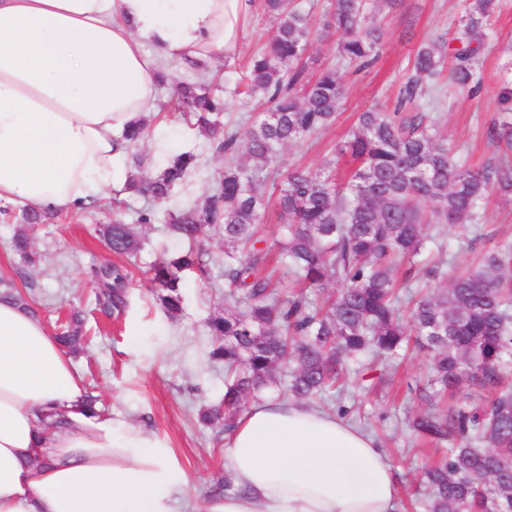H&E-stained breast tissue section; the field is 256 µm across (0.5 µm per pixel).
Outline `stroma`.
<instances>
[{"mask_svg": "<svg viewBox=\"0 0 512 512\" xmlns=\"http://www.w3.org/2000/svg\"><path fill=\"white\" fill-rule=\"evenodd\" d=\"M301 4L315 32L304 58L306 74L313 79L324 69L339 66V36L328 26L330 0H301ZM461 10L462 0H400L395 8L373 13L371 23L384 31L378 60L365 69H346L345 94L334 121L289 144L281 155V169L318 167L346 138L361 112L389 111L420 46L438 41L446 52L454 51ZM275 28L269 14L256 8L233 59L217 55L195 67L181 63L161 76L149 129L162 131L174 153L190 151L199 159L185 182L173 189L170 206L184 208L212 192L224 168L211 140L201 136L177 108L179 82L195 79L223 96L225 122L237 124L240 136H247L249 116L266 111L267 106L241 94L239 87L251 54L272 39ZM484 30L488 39L479 55L478 88L458 89L444 74L436 79L441 98L435 110L438 136L459 162L474 166L496 155L486 129L501 118L499 90L512 80V53L507 50L512 44V0H502L500 11L485 20ZM147 205L145 197L116 186L85 209L61 211L51 223L30 228L35 260L29 264L11 246L25 210L0 203V280L14 281L28 291L47 327H54L57 317L81 312L90 341L73 359L86 385L99 396L104 410L124 411L147 431L165 438L204 498L225 473L223 435L198 420L200 407L218 403L224 393V371L209 358L213 338L207 321L236 304L224 297L222 266L212 264L204 276L184 273L180 315L172 317L164 311L150 267L162 256L187 250L188 244L172 237L164 220L138 224L137 213ZM116 216L137 224L143 238L137 255L118 259L107 249L99 227ZM437 242L431 254L452 273L471 267L479 253L512 245V197L490 190L477 228L444 225ZM115 262L131 276L125 312L118 317L96 304L87 277L91 265ZM429 368L428 353L408 352L399 366L353 374L343 399L354 424L376 438L396 467L403 490L401 512H419L421 472L435 457L433 444L404 423L406 417L427 408L418 388Z\"/></svg>", "mask_w": 512, "mask_h": 512, "instance_id": "1", "label": "stroma"}]
</instances>
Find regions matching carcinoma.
<instances>
[{"mask_svg":"<svg viewBox=\"0 0 512 512\" xmlns=\"http://www.w3.org/2000/svg\"><path fill=\"white\" fill-rule=\"evenodd\" d=\"M294 0H264L276 19V33L253 55L244 93L270 103L252 118L245 141L224 128V103L198 83L181 88L182 108L224 154V172L215 191L186 209L165 212L168 230L188 242L212 232L224 240V292L238 296L241 311L209 319L215 337L209 356L224 365V396L217 407L200 410L206 425L230 430L246 404L264 393H285L311 402L335 396L350 364L369 358L387 361L411 347L431 355L429 397L445 398L463 387L486 394L483 404L424 413L410 421L417 434L458 441L424 472L423 512H512V248L483 254L478 267L442 285L443 274H428L439 284L415 302L410 321L397 306L395 270L415 264L435 224L469 227L477 223L490 189L512 193L508 155L478 169L456 164L434 128L431 110L438 104L427 79L442 71L443 46L420 47L411 74L391 112L360 114L349 138L336 147V159L351 164L338 175L327 162L314 170L295 169L279 179L280 151L325 126L335 114L345 86L335 69L302 83V60L311 27ZM400 0H335L336 50L358 66L368 65L383 37L367 16ZM499 0H465L460 23L466 41L455 49L454 83L479 86L476 64L486 17ZM147 134L143 123L127 129L130 168L125 186L160 206L172 188L197 167V156L171 157L154 177L135 152ZM488 140L512 150V122L494 121ZM276 184L277 205L286 223L279 242L281 260L304 288H340L320 301L302 290L279 295L262 274L268 250L262 247L261 214L266 188ZM112 253L129 256L141 249L133 225L120 218L103 228ZM15 250L30 263L29 237L20 229ZM208 253L188 249L154 263L152 281L162 291L170 315L182 310V274L205 272ZM99 284L96 299L122 311L130 273L120 265L91 268ZM62 347L77 352L83 342L82 319L74 313L59 320Z\"/></svg>","mask_w":512,"mask_h":512,"instance_id":"cac0c4a2","label":"carcinoma"}]
</instances>
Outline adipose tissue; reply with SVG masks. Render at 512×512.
Returning <instances> with one entry per match:
<instances>
[{
  "label": "adipose tissue",
  "instance_id": "adipose-tissue-1",
  "mask_svg": "<svg viewBox=\"0 0 512 512\" xmlns=\"http://www.w3.org/2000/svg\"><path fill=\"white\" fill-rule=\"evenodd\" d=\"M257 0H0V201L35 211L125 183L116 145L156 76L233 58ZM235 491L197 501L168 442L89 406L72 356L0 296V512H400L383 448L336 413L266 396L224 448Z\"/></svg>",
  "mask_w": 512,
  "mask_h": 512
}]
</instances>
